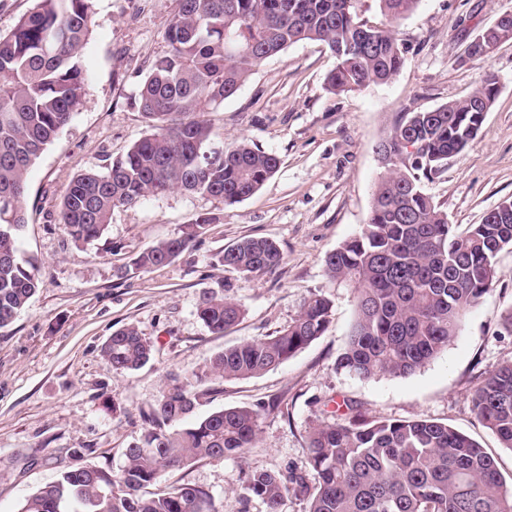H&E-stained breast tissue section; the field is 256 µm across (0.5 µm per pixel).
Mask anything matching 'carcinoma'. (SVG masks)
<instances>
[{
  "label": "carcinoma",
  "mask_w": 512,
  "mask_h": 512,
  "mask_svg": "<svg viewBox=\"0 0 512 512\" xmlns=\"http://www.w3.org/2000/svg\"><path fill=\"white\" fill-rule=\"evenodd\" d=\"M165 31L167 50L155 58L134 97L149 127L102 171L77 174L64 193L59 223L78 245L99 240L118 206L184 191L237 204L277 171L278 157L239 140L209 148L205 116L233 97L265 60L300 41L320 42L336 58L325 78L333 93L384 84L402 68L404 51L392 29L360 17L357 0H175ZM392 20L419 0H378ZM93 0H35L14 28L0 34V329L11 325L38 288L33 264L22 258L18 235L26 224L30 166L72 119L85 94L80 56ZM485 78L463 98L425 112H406L379 145L383 165L368 224L327 254L332 282L353 285L357 318L337 368L363 380L406 377L448 347L466 312L497 280V256L512 247V200L482 223L459 232L423 190V180L477 136L496 97ZM210 223L203 217L180 235L141 251L122 277L173 262ZM245 274L275 270L283 260L268 239L247 238L215 255ZM197 317L222 335L244 317L238 303L203 294ZM332 301L323 292L303 303L297 318L275 335L224 349L205 375L246 379L273 369L327 330ZM115 371L147 364L152 345L133 325L101 348ZM196 392L171 378L144 414L141 443L126 450L119 473L79 466L29 496L19 512H217L211 495L191 485L160 493L142 490L162 473L197 458L221 460L256 445L260 414L230 408L193 420ZM484 425L512 450V362L488 371L472 399ZM339 422L308 432L302 470L246 473L245 498L281 512L294 490L305 512H512V482L494 458L468 436L426 420L369 421L350 404Z\"/></svg>",
  "instance_id": "cac0c4a2"
}]
</instances>
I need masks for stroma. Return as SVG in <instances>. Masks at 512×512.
Listing matches in <instances>:
<instances>
[{"mask_svg":"<svg viewBox=\"0 0 512 512\" xmlns=\"http://www.w3.org/2000/svg\"><path fill=\"white\" fill-rule=\"evenodd\" d=\"M173 0H94L91 33L81 53L85 95L70 123L28 174L29 222L18 238L39 287L25 310L0 329V512L84 463L119 471L139 442L143 413L169 374L194 381L225 347L276 334L318 291L329 295L326 332L286 363L242 380L209 382L196 409L204 416L247 407L262 433L244 456L199 458L165 473L160 487L207 490L217 512H265L244 498L249 471L284 474L303 466L313 424L340 419L346 403L371 420L427 419L469 436L512 478V450L476 416L472 397L487 372L512 361V248L498 255L497 282L465 315L435 359L406 378L358 379L336 367L356 318L354 290L329 282L325 257L367 224L381 172L376 151L405 112L435 109L495 77L498 94L478 137L424 181L423 189L459 229L512 199V41L467 56L475 33L512 0H419L390 22L377 0L358 9L373 25L393 24L405 62L388 83L334 94L325 76L335 58L315 42H298L267 59L224 105L209 113L213 142L247 139L280 165L264 186L232 206L175 191L112 212L103 237L75 245L58 221L60 200L78 173L101 171L147 131L133 98L153 58L166 49ZM212 216L172 263L122 278L143 249ZM245 238H268L284 253L272 272L246 275L216 265V253ZM233 299L245 316L215 335L196 315L203 292ZM134 325L153 344L140 369L112 370L101 347Z\"/></svg>","mask_w":512,"mask_h":512,"instance_id":"obj_1","label":"stroma"}]
</instances>
